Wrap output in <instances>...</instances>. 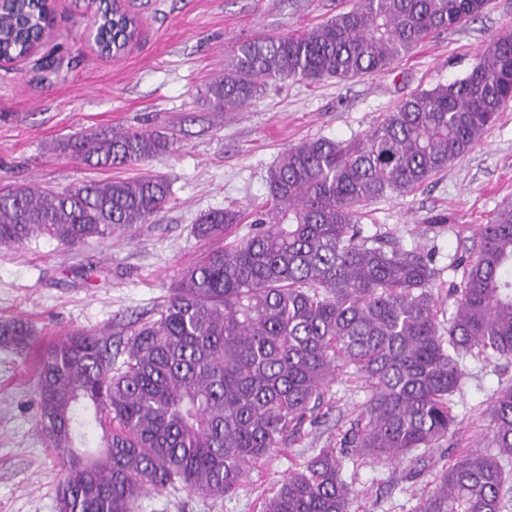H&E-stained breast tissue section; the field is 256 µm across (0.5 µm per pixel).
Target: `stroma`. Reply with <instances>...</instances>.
I'll use <instances>...</instances> for the list:
<instances>
[{
	"instance_id": "obj_1",
	"label": "stroma",
	"mask_w": 512,
	"mask_h": 512,
	"mask_svg": "<svg viewBox=\"0 0 512 512\" xmlns=\"http://www.w3.org/2000/svg\"><path fill=\"white\" fill-rule=\"evenodd\" d=\"M353 0H126L141 27L117 59L98 56L85 35L99 0H51L52 35L28 57L0 62V191L19 185L61 190L91 180L158 175L170 183L163 212L146 224L68 248L37 234L0 245V320L20 317L36 335L24 350L0 345V512H56L58 455L36 425L32 371L43 351L73 329L129 336L155 319L182 272L211 242L194 237L198 218L215 209L252 210L267 199L268 172L301 141L364 137L409 95L465 77L488 44L512 33V0H489L480 17L417 47L395 69L349 81L287 80L269 85L231 116L210 111L208 84L240 43L299 34ZM102 127L160 130L173 149L142 166L100 169L66 149L75 134ZM512 203V108L466 155L404 196L362 209L367 233L434 252L438 304L452 312L460 271L450 267L478 225ZM464 384L451 402L462 422L461 447L488 442V403L512 384V362L463 359ZM362 389L336 382L316 423L288 450L252 471L234 492L212 501L165 489L143 492L133 512H260L263 494L286 478L300 456L335 447L364 401ZM427 468L405 480L407 463L347 457L352 512H414L418 496L448 461L426 449Z\"/></svg>"
}]
</instances>
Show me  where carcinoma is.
<instances>
[{"label": "carcinoma", "mask_w": 512, "mask_h": 512, "mask_svg": "<svg viewBox=\"0 0 512 512\" xmlns=\"http://www.w3.org/2000/svg\"><path fill=\"white\" fill-rule=\"evenodd\" d=\"M487 0H356L301 34L245 41L206 89L213 112H236L271 83L350 80L391 68L436 32L476 20ZM44 0L0 12V58L27 57L48 26ZM133 26L106 8L98 48L116 53ZM512 104V34L496 39L464 78L400 101L364 137L307 139L269 170L270 206L257 228L244 211L203 214L194 234L226 239L184 269L157 312L125 339L67 333L33 372L36 422L61 460L57 512H132L143 490L221 499L260 468L324 405L337 381L366 392L339 448H315L262 512H351L347 449L379 462L454 447L451 396L472 351L512 359V204L478 228L454 310L433 288V256L367 235L361 206L403 195L468 153ZM160 131L103 128L66 147L90 166L149 162L170 152ZM170 197L158 176L91 181L65 190L0 192V245L35 233L66 245L156 217ZM34 330L0 321V344ZM490 442L441 468L417 512H504L512 482V385L490 399Z\"/></svg>", "instance_id": "carcinoma-1"}]
</instances>
